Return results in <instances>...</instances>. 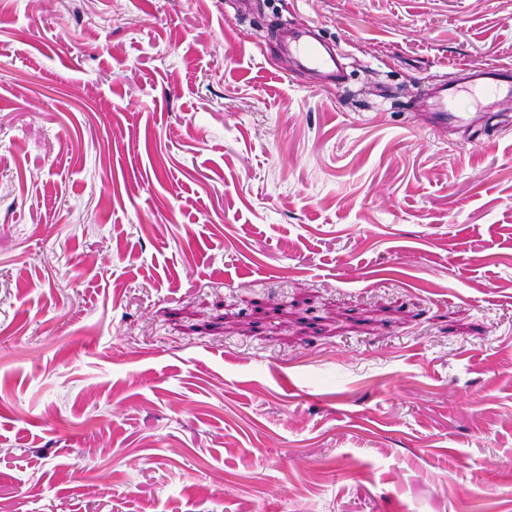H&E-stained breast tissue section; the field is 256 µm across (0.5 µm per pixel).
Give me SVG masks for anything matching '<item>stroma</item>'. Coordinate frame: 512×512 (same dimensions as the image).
I'll list each match as a JSON object with an SVG mask.
<instances>
[{
  "label": "stroma",
  "instance_id": "1",
  "mask_svg": "<svg viewBox=\"0 0 512 512\" xmlns=\"http://www.w3.org/2000/svg\"><path fill=\"white\" fill-rule=\"evenodd\" d=\"M509 62L512 0H0V512H512V127L413 116ZM288 51L299 54L309 65L323 70H329L326 83H336V58L328 53L321 42L317 40H300L298 37H288Z\"/></svg>",
  "mask_w": 512,
  "mask_h": 512
}]
</instances>
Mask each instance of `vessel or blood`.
<instances>
[{
  "label": "vessel or blood",
  "mask_w": 512,
  "mask_h": 512,
  "mask_svg": "<svg viewBox=\"0 0 512 512\" xmlns=\"http://www.w3.org/2000/svg\"><path fill=\"white\" fill-rule=\"evenodd\" d=\"M289 51L299 54L309 65L326 70L328 79H335L336 58L328 53L321 42L289 38ZM465 86L479 87L492 98L494 104L512 103V65L458 68L455 76L440 84L424 114L430 128H474L483 125L485 117L478 112H461L455 107L459 91Z\"/></svg>",
  "instance_id": "1"
}]
</instances>
